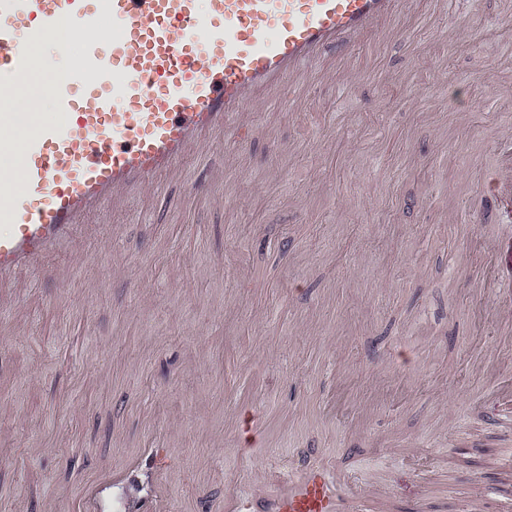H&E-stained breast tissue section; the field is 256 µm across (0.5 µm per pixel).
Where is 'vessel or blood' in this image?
I'll use <instances>...</instances> for the list:
<instances>
[{
  "label": "vessel or blood",
  "instance_id": "b4317fda",
  "mask_svg": "<svg viewBox=\"0 0 512 512\" xmlns=\"http://www.w3.org/2000/svg\"><path fill=\"white\" fill-rule=\"evenodd\" d=\"M406 0H0V102L32 65L31 47L60 25L84 32L54 112L0 113L23 125L0 142V279L74 248L85 218L179 171L204 136L244 145L249 114L286 81L323 74L356 40L394 21ZM108 43L96 39L103 18ZM386 491L353 487L327 466L280 472L255 499L231 491L224 512H386Z\"/></svg>",
  "mask_w": 512,
  "mask_h": 512
}]
</instances>
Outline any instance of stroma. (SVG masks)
<instances>
[{"instance_id": "stroma-1", "label": "stroma", "mask_w": 512, "mask_h": 512, "mask_svg": "<svg viewBox=\"0 0 512 512\" xmlns=\"http://www.w3.org/2000/svg\"><path fill=\"white\" fill-rule=\"evenodd\" d=\"M349 65L0 288V512L106 466L105 512H221L319 460L512 512V0H410Z\"/></svg>"}]
</instances>
